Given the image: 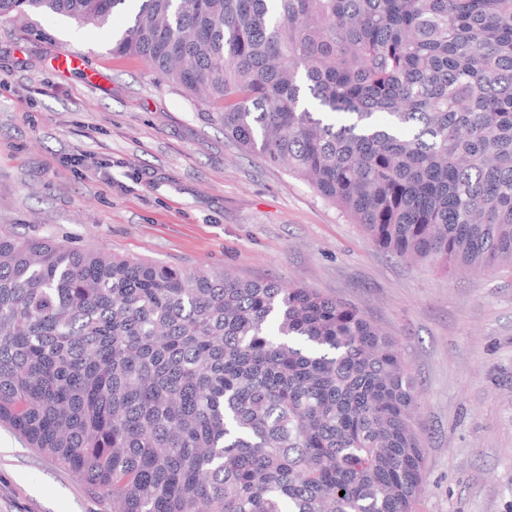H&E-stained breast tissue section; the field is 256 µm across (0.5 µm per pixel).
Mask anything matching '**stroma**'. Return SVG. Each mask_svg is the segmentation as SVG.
<instances>
[{
  "label": "stroma",
  "mask_w": 512,
  "mask_h": 512,
  "mask_svg": "<svg viewBox=\"0 0 512 512\" xmlns=\"http://www.w3.org/2000/svg\"><path fill=\"white\" fill-rule=\"evenodd\" d=\"M0 18V225L242 280H299L395 337L425 429L415 512H512V275L386 253L302 179L241 151L138 58L127 26ZM0 512H109L0 425Z\"/></svg>",
  "instance_id": "stroma-1"
}]
</instances>
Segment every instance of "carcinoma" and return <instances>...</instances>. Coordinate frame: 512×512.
Returning <instances> with one entry per match:
<instances>
[{
  "label": "carcinoma",
  "mask_w": 512,
  "mask_h": 512,
  "mask_svg": "<svg viewBox=\"0 0 512 512\" xmlns=\"http://www.w3.org/2000/svg\"><path fill=\"white\" fill-rule=\"evenodd\" d=\"M120 10L113 52L386 252L512 271V0H0ZM416 404L350 303L0 228V424L112 512H413Z\"/></svg>",
  "instance_id": "cac0c4a2"
}]
</instances>
